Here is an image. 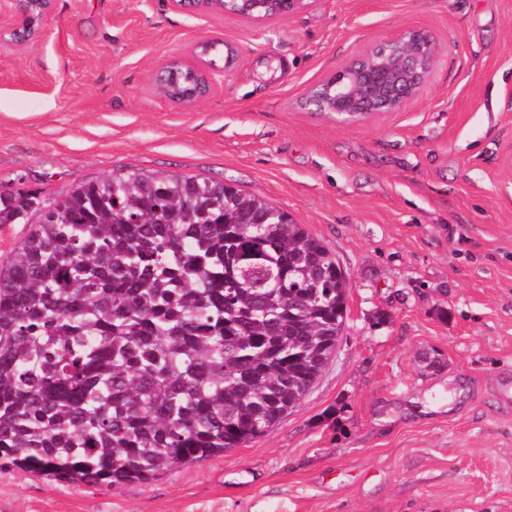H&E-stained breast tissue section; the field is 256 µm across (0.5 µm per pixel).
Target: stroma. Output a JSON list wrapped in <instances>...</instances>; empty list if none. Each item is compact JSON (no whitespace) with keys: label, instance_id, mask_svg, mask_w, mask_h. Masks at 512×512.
<instances>
[{"label":"stroma","instance_id":"35a3bbf8","mask_svg":"<svg viewBox=\"0 0 512 512\" xmlns=\"http://www.w3.org/2000/svg\"><path fill=\"white\" fill-rule=\"evenodd\" d=\"M412 28L439 55L403 110L305 107ZM212 41L233 68L197 56ZM172 60L204 69L205 99L154 93ZM131 167L234 184L321 239L351 285L338 346L265 436L144 483L0 465V512H512V0H310L270 20L52 0L32 40H0V187Z\"/></svg>","mask_w":512,"mask_h":512}]
</instances>
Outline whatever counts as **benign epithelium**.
<instances>
[{"label":"benign epithelium","instance_id":"obj_1","mask_svg":"<svg viewBox=\"0 0 512 512\" xmlns=\"http://www.w3.org/2000/svg\"><path fill=\"white\" fill-rule=\"evenodd\" d=\"M437 60L432 32L397 31L312 89L307 103L345 123L399 112L423 91Z\"/></svg>","mask_w":512,"mask_h":512}]
</instances>
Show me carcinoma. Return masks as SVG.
I'll return each mask as SVG.
<instances>
[{"label": "carcinoma", "mask_w": 512, "mask_h": 512, "mask_svg": "<svg viewBox=\"0 0 512 512\" xmlns=\"http://www.w3.org/2000/svg\"><path fill=\"white\" fill-rule=\"evenodd\" d=\"M237 14L272 17L237 2ZM182 64L156 83L197 86ZM0 269V460L68 483L146 482L267 434L336 350L350 283L319 238L226 183L131 168L65 193Z\"/></svg>", "instance_id": "obj_1"}]
</instances>
